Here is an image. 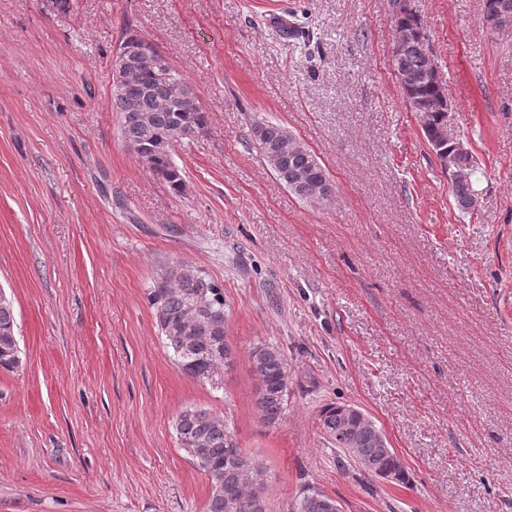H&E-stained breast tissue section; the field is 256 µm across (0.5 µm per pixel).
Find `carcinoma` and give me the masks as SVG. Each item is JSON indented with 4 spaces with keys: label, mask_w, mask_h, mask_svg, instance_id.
Returning <instances> with one entry per match:
<instances>
[{
    "label": "carcinoma",
    "mask_w": 512,
    "mask_h": 512,
    "mask_svg": "<svg viewBox=\"0 0 512 512\" xmlns=\"http://www.w3.org/2000/svg\"><path fill=\"white\" fill-rule=\"evenodd\" d=\"M394 70L402 75L399 88L406 106L419 114L422 131L443 171L459 172L450 193L463 214L474 213L478 163L467 146L448 145V100L443 82L431 75L428 46L407 42L393 50ZM112 108L120 115V136L126 148L176 193L184 187L183 171L173 155L177 146L208 129L193 88L171 70L161 81L149 70L135 68L125 75L124 88L112 92ZM182 126L187 136L173 137ZM255 148L268 169L294 196L312 205L334 201L335 186L318 157L288 128L265 118L252 125ZM147 299L166 348L177 367L190 377L211 381L232 364L233 349L225 332L224 289L203 270L180 261L164 266L152 281ZM11 298L0 299V370L14 371L22 365ZM249 368L258 379L255 405L262 420L273 425L282 419L289 388L288 359L276 343L261 342L249 353ZM325 440L345 453L354 449L358 463L377 461L395 470L394 483L409 478L397 456H385L379 434L382 430L367 417L351 416L344 406L329 404L319 414ZM175 434L193 464L205 473L210 485L206 512H267L268 486L265 465L257 456L239 447L224 418L207 408L182 410L175 421ZM331 496L311 487L302 489L291 512H327Z\"/></svg>",
    "instance_id": "1"
}]
</instances>
